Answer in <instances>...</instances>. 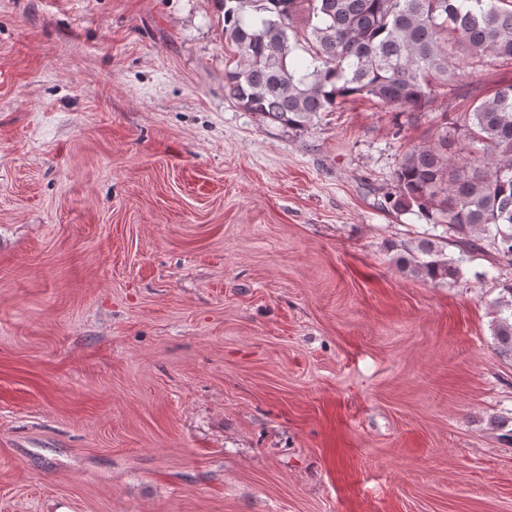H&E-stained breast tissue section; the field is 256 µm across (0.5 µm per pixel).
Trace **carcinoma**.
Wrapping results in <instances>:
<instances>
[{"label": "carcinoma", "instance_id": "cac0c4a2", "mask_svg": "<svg viewBox=\"0 0 512 512\" xmlns=\"http://www.w3.org/2000/svg\"><path fill=\"white\" fill-rule=\"evenodd\" d=\"M235 65L224 91L282 128L309 127L351 96L424 112L441 87L459 82L457 60L512 62V0H219ZM305 12L303 35L294 17ZM304 51L302 71L293 53ZM401 155L379 206L410 212L459 235L470 250L490 240L512 261V83ZM396 263L435 284L460 275L463 259L437 237L396 246ZM496 349L512 359V284L495 302Z\"/></svg>", "mask_w": 512, "mask_h": 512}]
</instances>
